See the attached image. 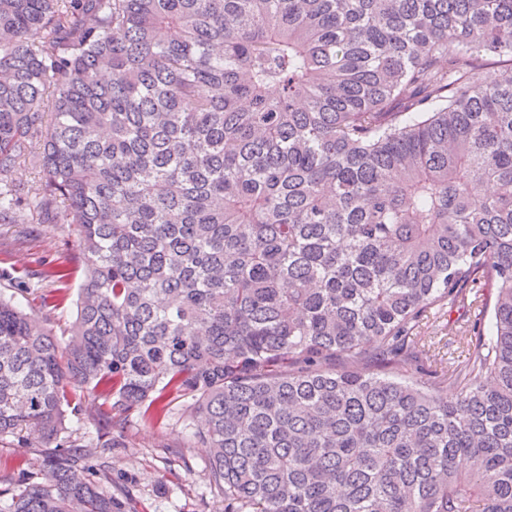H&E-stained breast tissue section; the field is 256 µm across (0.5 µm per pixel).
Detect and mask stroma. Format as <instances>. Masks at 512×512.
Segmentation results:
<instances>
[{
  "mask_svg": "<svg viewBox=\"0 0 512 512\" xmlns=\"http://www.w3.org/2000/svg\"><path fill=\"white\" fill-rule=\"evenodd\" d=\"M60 257L69 260V288L77 290L82 269L72 226L0 223V295L26 311H39L36 284L42 264ZM474 321L473 308L457 306L424 322L420 333L441 341L442 355L456 357L464 349L457 337ZM121 440V447L112 451L113 491L143 501L147 512H224L223 499L208 493L207 452L194 447L181 412H174L160 426L131 416L122 425Z\"/></svg>",
  "mask_w": 512,
  "mask_h": 512,
  "instance_id": "35a3bbf8",
  "label": "stroma"
}]
</instances>
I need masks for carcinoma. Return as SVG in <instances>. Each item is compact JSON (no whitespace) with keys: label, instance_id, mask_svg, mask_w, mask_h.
I'll return each instance as SVG.
<instances>
[{"label":"carcinoma","instance_id":"cac0c4a2","mask_svg":"<svg viewBox=\"0 0 512 512\" xmlns=\"http://www.w3.org/2000/svg\"><path fill=\"white\" fill-rule=\"evenodd\" d=\"M512 0H0V222L72 224L56 338L0 296V438L185 404L225 512H512ZM39 169L23 190L8 179ZM45 263L42 304L69 295ZM490 332L444 365L431 310ZM4 512H139L82 444Z\"/></svg>","mask_w":512,"mask_h":512}]
</instances>
